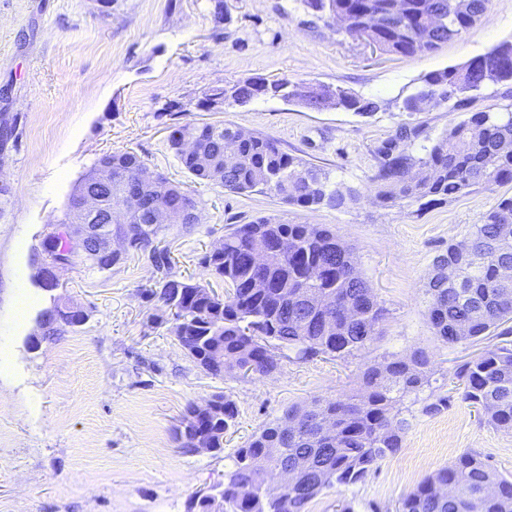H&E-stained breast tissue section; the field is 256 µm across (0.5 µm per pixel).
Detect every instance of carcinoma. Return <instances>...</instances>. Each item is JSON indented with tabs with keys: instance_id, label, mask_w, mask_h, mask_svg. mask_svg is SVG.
<instances>
[{
	"instance_id": "obj_1",
	"label": "carcinoma",
	"mask_w": 512,
	"mask_h": 512,
	"mask_svg": "<svg viewBox=\"0 0 512 512\" xmlns=\"http://www.w3.org/2000/svg\"><path fill=\"white\" fill-rule=\"evenodd\" d=\"M308 8L333 16L346 13L356 20V33L383 44L384 51L411 55L438 48L473 27L487 12L490 0H303ZM512 83V41H504L482 56L461 65L432 71L417 90L402 102L406 112H417L429 93L442 101L456 99L465 108L472 94L489 85ZM211 97L226 107L248 104L263 95L287 99L298 95L288 79L270 82L264 93L240 87L227 97V84L210 88ZM336 108L369 115L378 102L363 99L338 87ZM191 136L196 149L186 152L182 139ZM234 147L232 163H225L224 145ZM168 144L181 165L195 178L211 181L208 169L224 168L220 186L234 193L256 189L286 203L312 208H348L359 192L334 180L330 172L282 151L263 135L240 134L230 126L175 122ZM383 162L371 182L382 203L411 204L425 200L442 203L479 185L512 182V112L477 111L448 130L425 156L394 154L384 148ZM112 159V194L106 205L120 204L126 221L115 233L127 246L146 251L162 278L150 291L171 316V333L204 372L239 377L244 368L269 375L280 366L281 353L307 361L318 356L347 360L369 349L382 336L387 310L360 276L353 251L331 228L322 224H289L258 217L224 235L221 247L201 258L202 266L228 286L224 295L190 279L171 276V252L155 245L165 226L150 225L140 205L127 198V187L145 167L132 152ZM164 200L194 212L201 221L199 202L192 191L168 183ZM265 244L273 249L267 262L256 266L249 253ZM43 254L74 261L78 254L63 232H50L42 242ZM122 254L86 256L89 268L109 270ZM512 266V197L501 200L467 238L448 245L439 256L435 274L426 284V316L432 335L455 346L493 340L483 352L457 368L462 399L484 413L497 428L512 429V277L502 267ZM434 371L423 351L401 359H385L364 370L360 387L309 406H293L264 425L238 449L234 465L224 474L218 491L223 512H307L308 504L335 485L363 481L379 463L400 451L415 412L435 414L448 406V395L433 385ZM210 411L197 415V404L186 407L176 430L180 447L182 426L188 425L215 451L224 448V435L235 426V403L222 394L209 399ZM298 417L295 436L281 433L284 418ZM334 421L333 434L321 433L317 419ZM299 460L316 466L302 472L306 486L288 489L272 498L266 486L279 461ZM449 482L454 495L441 497L436 487ZM489 483L499 486L495 496L485 494ZM399 512H512V477L500 474L480 453L466 451L437 470L400 500Z\"/></svg>"
}]
</instances>
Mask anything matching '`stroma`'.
Wrapping results in <instances>:
<instances>
[{
	"instance_id": "stroma-1",
	"label": "stroma",
	"mask_w": 512,
	"mask_h": 512,
	"mask_svg": "<svg viewBox=\"0 0 512 512\" xmlns=\"http://www.w3.org/2000/svg\"><path fill=\"white\" fill-rule=\"evenodd\" d=\"M0 0V512H191L195 495L224 480L238 448L294 405L358 389L366 366L425 351L439 383L482 343L445 346L426 316L425 286L436 258L467 237L512 183L476 187L439 205L383 206L370 178L400 127H419L402 147L420 157L467 112H512V84L483 89L468 110L428 104L402 109L422 75L466 62L512 40V0L460 37L404 56L349 37L302 0ZM261 76L345 88L374 99L368 116L320 112L261 98L220 112L198 110L209 88ZM182 111L170 115L169 104ZM228 124L274 138L287 153L357 189L336 211L284 203L270 193L236 194L195 179L168 147L173 121ZM131 151L147 168L194 191L201 222L167 225L158 236L173 273L223 292L201 266L235 225L258 217L325 224L352 248L360 275L387 310L382 336L348 361L282 358L277 371L247 378L201 370L168 323L154 322L148 296L160 278L148 254L126 250L98 273L77 262L60 274L61 295L86 322L30 349L51 294L36 274L50 224L102 155ZM221 393L237 406L220 452L180 448L178 418ZM447 408L417 415L400 452L365 481L324 490L308 512H396L400 497L467 450L512 474V430L489 424L458 391Z\"/></svg>"
}]
</instances>
